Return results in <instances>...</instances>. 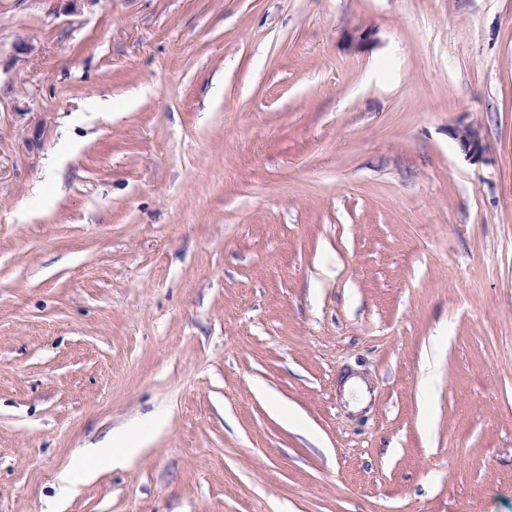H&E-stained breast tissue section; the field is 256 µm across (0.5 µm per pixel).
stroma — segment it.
<instances>
[{
	"mask_svg": "<svg viewBox=\"0 0 512 512\" xmlns=\"http://www.w3.org/2000/svg\"><path fill=\"white\" fill-rule=\"evenodd\" d=\"M0 512H512V0H0ZM147 431L139 429L134 434L119 433L112 437V448L104 454L108 456L109 463L119 462L138 452L147 441Z\"/></svg>",
	"mask_w": 512,
	"mask_h": 512,
	"instance_id": "stroma-1",
	"label": "stroma"
}]
</instances>
